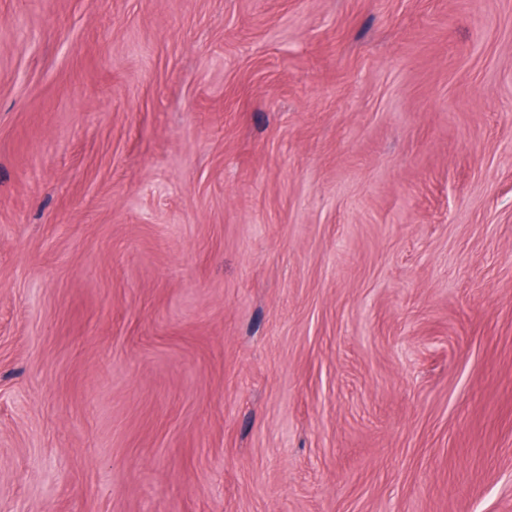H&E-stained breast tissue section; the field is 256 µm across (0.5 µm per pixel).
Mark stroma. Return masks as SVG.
I'll use <instances>...</instances> for the list:
<instances>
[{
    "label": "stroma",
    "instance_id": "1",
    "mask_svg": "<svg viewBox=\"0 0 512 512\" xmlns=\"http://www.w3.org/2000/svg\"><path fill=\"white\" fill-rule=\"evenodd\" d=\"M0 512H512V0H0Z\"/></svg>",
    "mask_w": 512,
    "mask_h": 512
}]
</instances>
